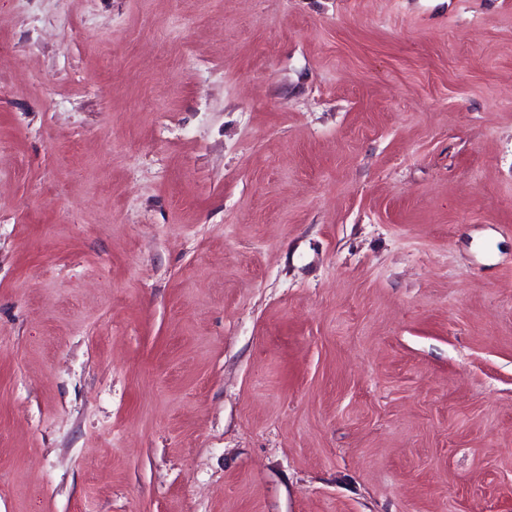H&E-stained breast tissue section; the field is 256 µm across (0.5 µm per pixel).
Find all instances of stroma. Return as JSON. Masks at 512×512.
I'll return each instance as SVG.
<instances>
[{"label": "stroma", "mask_w": 512, "mask_h": 512, "mask_svg": "<svg viewBox=\"0 0 512 512\" xmlns=\"http://www.w3.org/2000/svg\"><path fill=\"white\" fill-rule=\"evenodd\" d=\"M0 512H512V0H0Z\"/></svg>", "instance_id": "35a3bbf8"}]
</instances>
